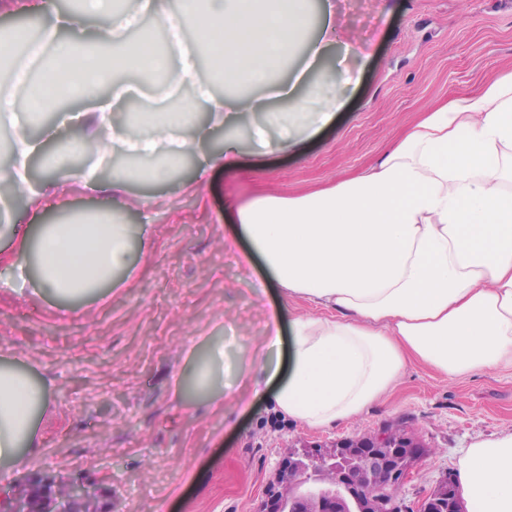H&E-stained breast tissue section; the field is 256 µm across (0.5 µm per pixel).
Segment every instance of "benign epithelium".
Returning <instances> with one entry per match:
<instances>
[{
	"instance_id": "7a95c632",
	"label": "benign epithelium",
	"mask_w": 512,
	"mask_h": 512,
	"mask_svg": "<svg viewBox=\"0 0 512 512\" xmlns=\"http://www.w3.org/2000/svg\"><path fill=\"white\" fill-rule=\"evenodd\" d=\"M427 455L425 444L406 435L379 431L367 438L346 437L326 448L320 444L289 451L280 463V478L290 483L292 497L284 501L268 490L260 512H396L395 496ZM333 470L335 481L324 485L315 466ZM446 477L423 501L420 512H464ZM20 495L0 498V512H32Z\"/></svg>"
}]
</instances>
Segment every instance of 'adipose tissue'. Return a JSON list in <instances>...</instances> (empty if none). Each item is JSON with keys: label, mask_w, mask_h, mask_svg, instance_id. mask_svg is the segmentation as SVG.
<instances>
[{"label": "adipose tissue", "mask_w": 512, "mask_h": 512, "mask_svg": "<svg viewBox=\"0 0 512 512\" xmlns=\"http://www.w3.org/2000/svg\"><path fill=\"white\" fill-rule=\"evenodd\" d=\"M167 31L170 47L157 50L150 37L129 38L137 14L112 0H81L77 10L51 13L36 35L15 30L0 37V58L17 43L35 46L37 71L13 68L0 82V128L13 129L0 182L36 200L29 163L66 180L92 186L95 168L74 165L79 142L58 140L48 152L30 137L19 110L30 118L59 114L109 154L112 144L154 159L144 173L112 168L108 180L120 191L134 179L165 183L202 143L209 125L231 126L258 109L257 99L216 97L208 87L194 100L166 112L155 109L169 90L162 74L192 78L198 51L209 53L214 78L227 85L260 87L291 103L273 123L254 127L258 140L276 133L288 150L316 131L342 105L335 82L315 93L325 109H303L302 73L286 82L276 74L306 44L309 66H318L336 43L341 23L323 13L320 34L306 41L310 16L305 0H141ZM133 74L150 93L134 113H115L102 102L118 72ZM39 80L44 92L18 103L14 91ZM512 72L487 80L468 99L425 112L379 161L336 185L283 197L266 193L228 208L229 240L247 241L283 298L307 301V310L286 317L279 306L266 315L260 373L253 394L269 392L278 415L309 428H329L362 416L386 395L408 362L448 379L499 367L512 368ZM113 200L97 208L66 207L50 223L1 224L14 244L15 282L30 285L67 311L76 302L102 298L131 271V251H148L151 227L133 229ZM237 363L215 345L191 370L179 374L176 392L192 387L210 405L245 404L234 385ZM52 389L27 363L0 356V474L29 463L39 444L38 423L50 409ZM457 485L470 512H512V432L478 440L457 463Z\"/></svg>", "instance_id": "ef3b65f1"}]
</instances>
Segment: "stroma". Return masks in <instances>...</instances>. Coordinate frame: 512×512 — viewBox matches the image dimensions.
Masks as SVG:
<instances>
[{
	"mask_svg": "<svg viewBox=\"0 0 512 512\" xmlns=\"http://www.w3.org/2000/svg\"><path fill=\"white\" fill-rule=\"evenodd\" d=\"M343 29L310 82L351 70L356 83L331 124L297 149L258 148L249 123L212 130L185 174L163 185L130 183L125 220L152 227L149 252L134 254L130 279L67 313L32 289L4 285L0 263V355L26 361L52 385L40 446L0 488L37 496L83 481L98 512H259L288 450L405 421L429 455L401 488L411 512L446 476L463 448L512 431V369L448 381L409 365L392 393L354 421L310 429L276 417L265 397L244 410L178 399L175 374L192 347L233 340L257 362L275 285L242 248H225L224 198L306 194L374 165L386 146L444 102L476 95L512 69V0H331ZM235 136L241 168L199 174L201 153Z\"/></svg>",
	"mask_w": 512,
	"mask_h": 512,
	"instance_id": "stroma-1",
	"label": "stroma"
}]
</instances>
